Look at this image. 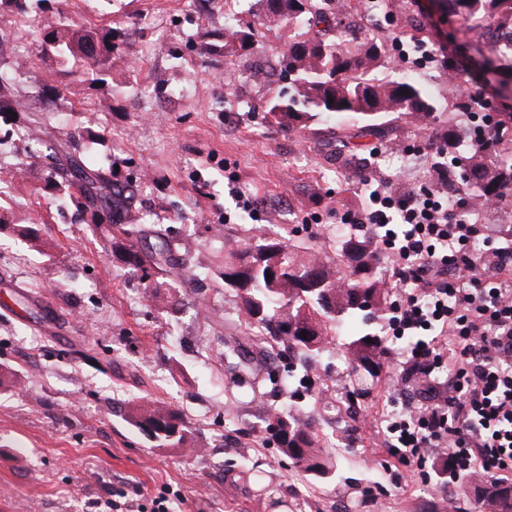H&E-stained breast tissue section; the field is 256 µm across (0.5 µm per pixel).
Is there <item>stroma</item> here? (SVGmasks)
<instances>
[{
    "mask_svg": "<svg viewBox=\"0 0 512 512\" xmlns=\"http://www.w3.org/2000/svg\"><path fill=\"white\" fill-rule=\"evenodd\" d=\"M372 37L390 47L393 34L424 30L427 49L443 48L445 63L422 67L415 80L435 103L429 126L402 119L367 149L352 153L337 139L355 133L352 121L315 120L288 130L266 114L279 93L283 42L263 43L226 58L212 46L224 30V11L258 10L257 0H45L42 24L67 13L77 25L118 24L133 33L125 96L56 65L39 34L20 35L18 19L0 12V53L21 51L29 71L20 90L42 91L54 77L64 96L55 126L73 120L103 132L81 153L89 166L116 153L131 177L149 173L139 205L149 223L173 237L192 236L194 263L216 267L219 248L254 235L291 237L336 255L346 233L341 217L369 204L363 182L398 192L431 185L432 156L448 136V94L481 91L490 110L512 112L480 69L490 52L485 29L473 25L476 48L462 51L448 37L453 24L430 0H395ZM468 74L449 89L447 60ZM82 112L72 117L71 105ZM27 176L10 180L14 163ZM45 158L22 136L0 145V190L13 198L11 221L0 224V369L19 383L0 388V512H98L94 503L112 487L155 492L167 483L187 498L189 512H484L477 493L436 489V457L405 465L376 440L368 415L387 421L418 392L400 385L406 340L391 339L384 367L362 397L358 416L339 418L328 381L345 379L347 353L328 344L310 370V394L294 382L253 393L221 358L224 340L243 337L236 299L218 276H185L173 310L148 301L133 274L112 264L73 207L42 199ZM44 218L42 251L13 227L31 209ZM307 396L319 431L335 434L336 476L304 479L266 430L270 408L290 409ZM179 409L199 455L157 448L127 424L119 410L131 400Z\"/></svg>",
    "mask_w": 512,
    "mask_h": 512,
    "instance_id": "obj_1",
    "label": "stroma"
}]
</instances>
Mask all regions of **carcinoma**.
Masks as SVG:
<instances>
[{"label":"carcinoma","instance_id":"1","mask_svg":"<svg viewBox=\"0 0 512 512\" xmlns=\"http://www.w3.org/2000/svg\"><path fill=\"white\" fill-rule=\"evenodd\" d=\"M262 11L250 21H236L224 30L221 50L233 57L254 47L266 33L276 31L287 51L280 60V79L285 86L268 105V112L294 130L324 116L347 117L362 123L353 137L372 136L382 120L397 114L419 125H428L433 105L423 90L408 81L380 76L388 57L372 41L337 42L329 37L336 23L330 0H261ZM457 18L460 32L470 22L483 24L492 40L491 56L483 59L484 71L495 75L503 87L512 85V0H440ZM131 33L126 27L76 28L68 17L44 29L42 46L58 64L72 66L92 84L104 81L112 71L130 67ZM26 76L17 61L0 55V121L14 124L13 114L39 112L22 99L19 84ZM334 103H329V100ZM499 137L482 138L471 133L463 143L448 133L432 163L433 171L448 175V182L480 205L496 201L512 188V156L498 151ZM50 160L42 197L61 199L73 206L82 220L100 230L105 254L139 279L145 297L164 305L179 302L177 281L190 270L193 243L171 240L160 227L145 228L139 207L137 184L122 172L126 161L119 156L97 172L86 171L69 159L56 161L52 145L43 144ZM121 171H115V168ZM38 219L30 216L19 233L32 245H40ZM219 277L238 298L239 317L246 327L260 333L258 353H267L265 340L296 353L304 360L297 382L306 383L308 368L326 347L343 321L364 326L346 343L349 355L347 396L360 397L368 379L377 377V360L384 336L375 329L381 317L385 293L379 278L377 257L368 239L351 238L337 254L336 268L324 265L312 248L295 250L281 240L258 239L224 251ZM297 322L311 336L305 340L284 326ZM224 361L242 373L253 374L259 363L254 352L239 341L224 345ZM269 429L281 453L305 478L328 481L333 477L332 437L318 438L309 417L295 410H272ZM123 419L145 434L158 448L189 449L191 428L181 411L153 401H132ZM486 512H512V484L477 485Z\"/></svg>","mask_w":512,"mask_h":512}]
</instances>
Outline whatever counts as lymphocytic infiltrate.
<instances>
[{
  "mask_svg": "<svg viewBox=\"0 0 512 512\" xmlns=\"http://www.w3.org/2000/svg\"><path fill=\"white\" fill-rule=\"evenodd\" d=\"M348 224L372 226L392 262L390 330L412 337L410 375L420 397L381 434L401 462L442 450L449 475L512 476V254L477 261L469 244L489 225L457 218L428 188L404 194L382 185ZM447 367L444 381L433 373ZM112 512H175L187 499L169 486L153 494L112 490Z\"/></svg>",
  "mask_w": 512,
  "mask_h": 512,
  "instance_id": "1",
  "label": "lymphocytic infiltrate"
}]
</instances>
